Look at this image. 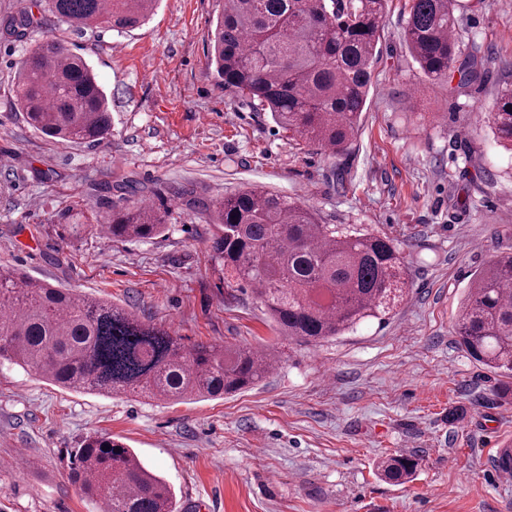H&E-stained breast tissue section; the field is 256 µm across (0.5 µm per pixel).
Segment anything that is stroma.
<instances>
[{"mask_svg": "<svg viewBox=\"0 0 512 512\" xmlns=\"http://www.w3.org/2000/svg\"><path fill=\"white\" fill-rule=\"evenodd\" d=\"M457 70L429 84L387 0L360 129L336 154L289 138L225 91L208 65L217 0H160L144 25L76 32L33 0H0V266L94 295L197 344H274L280 361L221 399L156 404L53 385L0 359V512H101L70 477L91 433L120 438L172 487L178 512H512L490 449L512 447V380L456 342L476 271L512 251V154L490 124L512 84V0H462ZM35 22L16 28L22 12ZM76 45L110 100L112 133L71 144L13 105L16 71L48 39ZM137 183V197L124 191ZM258 185L326 224L395 239L410 294L384 319L308 346L275 331L249 289L214 270L203 203ZM173 209L164 236L115 242L54 224L62 209ZM406 453L404 484L378 471Z\"/></svg>", "mask_w": 512, "mask_h": 512, "instance_id": "stroma-1", "label": "stroma"}]
</instances>
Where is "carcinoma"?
Returning <instances> with one entry per match:
<instances>
[{"label": "carcinoma", "mask_w": 512, "mask_h": 512, "mask_svg": "<svg viewBox=\"0 0 512 512\" xmlns=\"http://www.w3.org/2000/svg\"><path fill=\"white\" fill-rule=\"evenodd\" d=\"M403 39L430 80L455 66L460 83L482 79L483 60L462 54L460 0H409ZM78 30L136 26L157 0H40ZM386 0H223L208 62L224 88L297 140L334 155L358 127L377 61ZM16 101L26 122L68 143L105 138L112 127L108 96L86 60L61 40L36 45L21 61ZM512 87L501 90L492 128L512 150ZM213 222L215 269L251 288L282 335L306 344L342 336L383 318L409 294L399 245L342 224H322L310 207L261 187H245L202 204ZM170 208L138 203L95 216L69 209L62 229L91 227L117 241L161 235ZM512 253L479 271L456 329L475 361L512 377ZM0 357L74 391L132 394L158 404L213 399L246 389L277 363L274 347L198 344L184 349L168 329L89 295L0 267ZM418 459L391 455L381 476L405 483ZM71 472L104 512H176L171 486L122 441L93 433L71 459Z\"/></svg>", "instance_id": "1"}]
</instances>
